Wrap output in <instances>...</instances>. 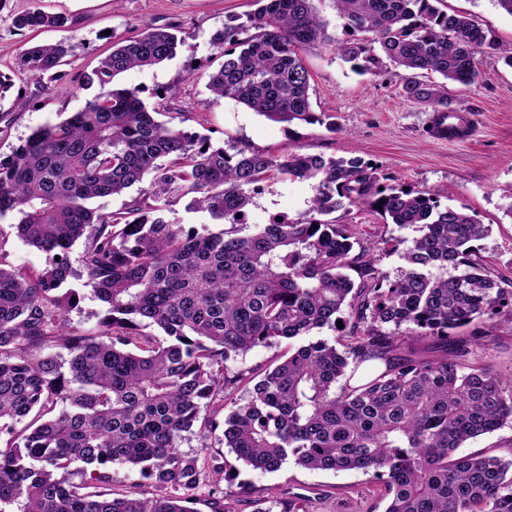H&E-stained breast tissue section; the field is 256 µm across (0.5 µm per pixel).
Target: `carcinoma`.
<instances>
[{"label":"carcinoma","instance_id":"carcinoma-1","mask_svg":"<svg viewBox=\"0 0 512 512\" xmlns=\"http://www.w3.org/2000/svg\"><path fill=\"white\" fill-rule=\"evenodd\" d=\"M255 2L214 37L223 61L209 89L275 123L338 131L332 116L313 110L301 56L330 42L327 20L314 0ZM334 3L347 28L370 34L336 44L338 56L372 74L389 60L402 70L405 97L434 112L448 109L447 81L478 79L484 48L512 65V46H496L470 17L434 0ZM62 24L39 8L13 18L18 30ZM185 42L145 23L84 82L103 88L124 71L172 59ZM67 53L62 44L35 45L20 65L57 81ZM428 73L444 82L418 80ZM177 95L163 89L149 105L141 91L114 87L0 153V217L17 212L12 233L45 254L39 269L12 265L0 228V512H199L203 472L180 443L216 390L241 385L245 395L223 397L231 405L223 423L204 420L222 429L219 441L234 454L232 462L208 456L218 482L236 479L238 462L273 473L292 457L309 470L373 474L391 496L385 512H512V460L457 454L466 441L512 426V378L464 366V348L428 358L399 338L403 326L414 338H446L512 305V281L494 279L479 254L489 226L442 205L434 189L380 186L376 168L357 156L215 148L157 119ZM279 174L309 182L305 218L274 216L240 234L254 196ZM134 186L138 196L123 212L90 207ZM185 197L224 229L171 222L165 213ZM347 204L415 229L396 276L377 267L371 248L395 251L400 241L382 237L353 256L358 230L324 219ZM81 239L77 272L70 252ZM77 276L103 304L94 336L67 320L81 300L67 287ZM339 321L349 329L334 343L302 344L260 376L229 366ZM116 463L136 476L118 495Z\"/></svg>","mask_w":512,"mask_h":512}]
</instances>
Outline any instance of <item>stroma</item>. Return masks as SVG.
I'll use <instances>...</instances> for the list:
<instances>
[{
	"mask_svg": "<svg viewBox=\"0 0 512 512\" xmlns=\"http://www.w3.org/2000/svg\"><path fill=\"white\" fill-rule=\"evenodd\" d=\"M315 5L329 22L331 41L306 50L303 59L311 74L313 108L334 116L340 127L336 133L319 124L272 122L234 100L215 98L209 90V75L220 64L211 39L236 17L255 10L254 0H0V72L13 83L0 100V152H10L33 128L82 110L100 94L99 86H83L82 77L111 52L114 41L146 22L173 27L188 35L181 51L157 66L119 74L115 86L139 89L148 102L154 92L177 86V119L185 130L208 137L216 147L281 156L353 154L374 163L388 184L436 189L441 204L466 207L490 226L481 254L493 274L512 279V65L500 52L512 44V17L493 0H443V10L474 19L496 47L478 54L480 76L475 83L448 86L450 108L475 116V137L442 144L431 137L430 108L404 98L399 69L386 62L377 75L353 70L334 49L335 43L348 42L353 35L337 16L333 0H315ZM35 6L64 16L66 25L16 29L14 16ZM57 42L70 47L62 80L38 79L19 67L18 59L29 46ZM311 195L306 181L282 176L269 181L254 198L244 233L276 213L303 219ZM332 218L357 225L365 246L381 235L406 240L413 236L412 230L385 224L378 212L364 205L338 210ZM493 322L494 340L488 346L471 342L467 327L451 338L469 340L466 364L488 362L510 377L512 308L502 307ZM244 481L250 490L241 489ZM214 495L223 496L236 512H281L288 500L304 512H385L387 506L384 488L372 474L314 471L291 461L274 473L243 468L237 481L205 478L197 493L199 512H209L206 502Z\"/></svg>",
	"mask_w": 512,
	"mask_h": 512,
	"instance_id": "35a3bbf8",
	"label": "stroma"
}]
</instances>
